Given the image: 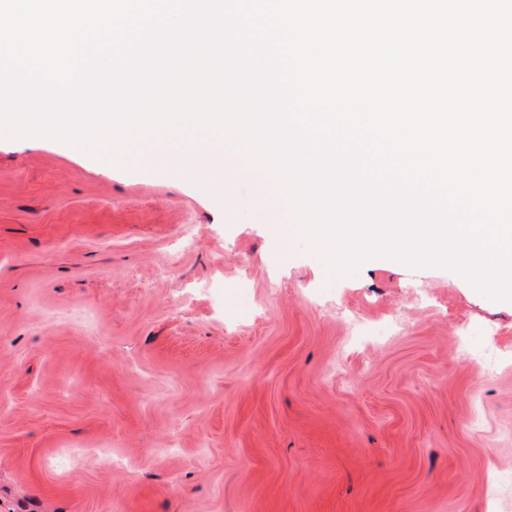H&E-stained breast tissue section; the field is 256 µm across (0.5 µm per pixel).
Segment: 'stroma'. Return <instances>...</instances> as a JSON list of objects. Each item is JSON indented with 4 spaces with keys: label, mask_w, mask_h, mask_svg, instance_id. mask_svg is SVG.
<instances>
[{
    "label": "stroma",
    "mask_w": 512,
    "mask_h": 512,
    "mask_svg": "<svg viewBox=\"0 0 512 512\" xmlns=\"http://www.w3.org/2000/svg\"><path fill=\"white\" fill-rule=\"evenodd\" d=\"M220 163L0 138V512H486L512 300L388 257L328 275ZM340 306L404 329L365 354Z\"/></svg>",
    "instance_id": "stroma-1"
}]
</instances>
